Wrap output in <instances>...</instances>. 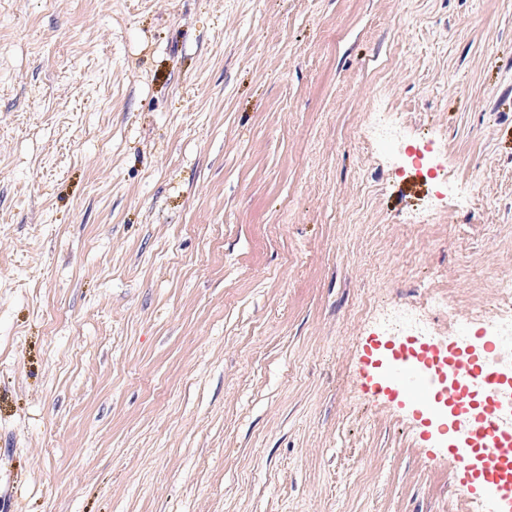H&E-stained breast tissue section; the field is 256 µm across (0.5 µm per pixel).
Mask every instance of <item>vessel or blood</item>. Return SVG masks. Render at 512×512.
I'll return each instance as SVG.
<instances>
[{
	"mask_svg": "<svg viewBox=\"0 0 512 512\" xmlns=\"http://www.w3.org/2000/svg\"><path fill=\"white\" fill-rule=\"evenodd\" d=\"M496 351L492 344L481 355L430 345L429 356L446 358L460 380L451 389L436 387L432 377L420 375L417 359L401 345L392 349L389 371L395 384L422 408H429L440 399L461 407L469 436L466 447L451 451L460 466L458 481L470 488L479 486L493 491L501 503V512H512V431L499 422L502 392L505 386L512 385V376L503 373Z\"/></svg>",
	"mask_w": 512,
	"mask_h": 512,
	"instance_id": "obj_1",
	"label": "vessel or blood"
}]
</instances>
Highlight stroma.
Here are the masks:
<instances>
[{
    "label": "stroma",
    "mask_w": 512,
    "mask_h": 512,
    "mask_svg": "<svg viewBox=\"0 0 512 512\" xmlns=\"http://www.w3.org/2000/svg\"><path fill=\"white\" fill-rule=\"evenodd\" d=\"M417 137L479 200L401 175ZM491 273L512 0H0L10 512H497L369 359Z\"/></svg>",
    "instance_id": "obj_1"
}]
</instances>
